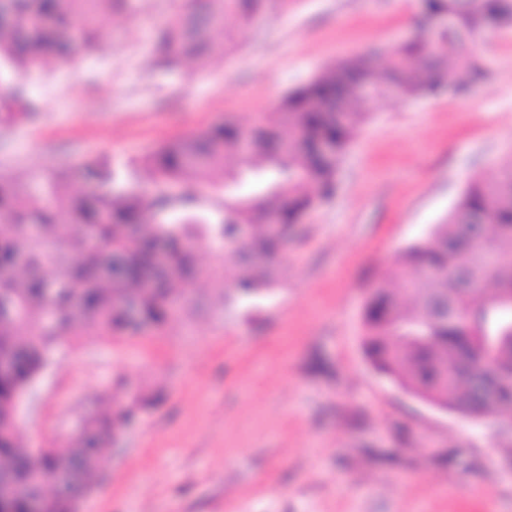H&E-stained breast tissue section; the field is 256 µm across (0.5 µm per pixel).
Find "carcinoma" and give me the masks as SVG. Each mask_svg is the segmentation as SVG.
<instances>
[{
  "mask_svg": "<svg viewBox=\"0 0 512 512\" xmlns=\"http://www.w3.org/2000/svg\"><path fill=\"white\" fill-rule=\"evenodd\" d=\"M137 0H0V124L34 121L40 107L12 77L97 48L98 17L135 11ZM288 0H180L156 34L168 66L208 61L212 33L224 52L267 7ZM451 17L368 56L344 58L288 92L273 126L252 129L243 157L239 124L226 121L162 146L142 161L145 187L100 161L82 166L85 189L64 191L48 172L24 182L0 173V479L24 491L0 512H75L92 489L105 449L152 398L132 391L112 411L82 419L69 447L19 446L20 396L52 360L64 332L136 336L166 324L182 282L213 280L197 265L202 241L224 247L232 272L225 300L250 305L280 282L279 255L303 215L336 194L343 153L369 116L370 101L345 82L393 81L398 95H463L483 77L475 53L491 26L512 27V0H421V17ZM327 147L318 150L317 145ZM277 222L272 235L260 214ZM482 219L481 238L468 236ZM166 250L157 272L154 254ZM512 157L496 175L472 180L429 234L408 245L376 283L362 316L371 366L427 403L472 417L512 412Z\"/></svg>",
  "mask_w": 512,
  "mask_h": 512,
  "instance_id": "obj_1",
  "label": "carcinoma"
}]
</instances>
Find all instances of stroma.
<instances>
[{
  "mask_svg": "<svg viewBox=\"0 0 512 512\" xmlns=\"http://www.w3.org/2000/svg\"><path fill=\"white\" fill-rule=\"evenodd\" d=\"M178 0L103 16L98 52L33 73L36 122L0 125V173L103 160L132 182L160 144L278 101L340 59L410 38L417 0H290L233 55L155 63ZM462 96L390 97L344 155L335 198L302 218L281 282L245 307L192 284L181 317L135 337L80 333L28 392L18 437L63 448L82 414L153 397L107 449L80 512H512V417L413 397L366 361L361 316L392 258L512 154V29L487 31Z\"/></svg>",
  "mask_w": 512,
  "mask_h": 512,
  "instance_id": "stroma-1",
  "label": "stroma"
}]
</instances>
